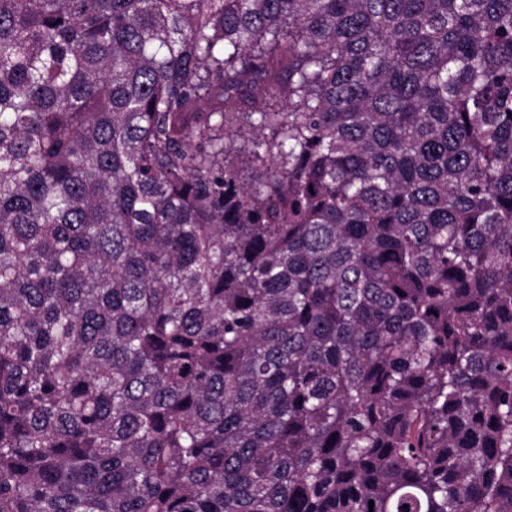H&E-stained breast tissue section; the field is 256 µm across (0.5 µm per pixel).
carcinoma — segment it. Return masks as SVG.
I'll return each instance as SVG.
<instances>
[{"label": "carcinoma", "mask_w": 512, "mask_h": 512, "mask_svg": "<svg viewBox=\"0 0 512 512\" xmlns=\"http://www.w3.org/2000/svg\"><path fill=\"white\" fill-rule=\"evenodd\" d=\"M0 512H512V0H0Z\"/></svg>", "instance_id": "obj_1"}]
</instances>
